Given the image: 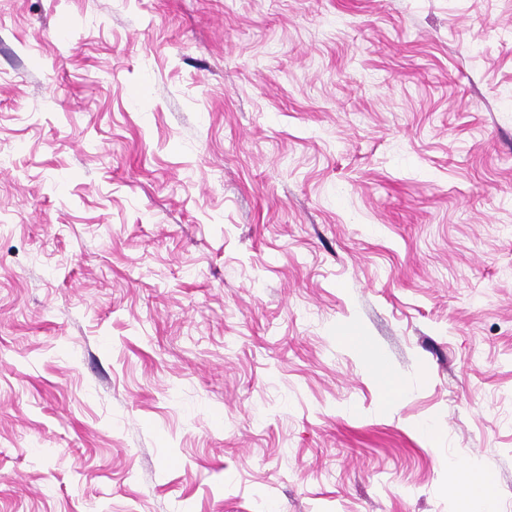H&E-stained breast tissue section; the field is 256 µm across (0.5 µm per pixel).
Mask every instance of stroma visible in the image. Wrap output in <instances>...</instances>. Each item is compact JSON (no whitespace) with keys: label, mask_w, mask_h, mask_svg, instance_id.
I'll use <instances>...</instances> for the list:
<instances>
[{"label":"stroma","mask_w":512,"mask_h":512,"mask_svg":"<svg viewBox=\"0 0 512 512\" xmlns=\"http://www.w3.org/2000/svg\"><path fill=\"white\" fill-rule=\"evenodd\" d=\"M452 460L512 512V0H0V512H451Z\"/></svg>","instance_id":"obj_1"}]
</instances>
